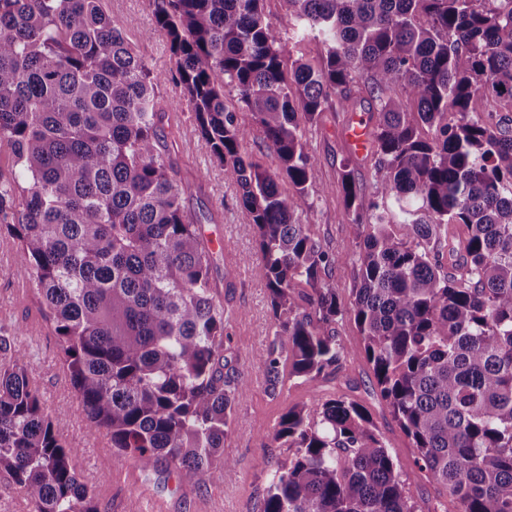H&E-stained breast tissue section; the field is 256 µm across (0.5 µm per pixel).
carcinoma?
Here are the masks:
<instances>
[{
    "instance_id": "cac0c4a2",
    "label": "carcinoma",
    "mask_w": 512,
    "mask_h": 512,
    "mask_svg": "<svg viewBox=\"0 0 512 512\" xmlns=\"http://www.w3.org/2000/svg\"><path fill=\"white\" fill-rule=\"evenodd\" d=\"M152 2L150 34L167 38L173 79L256 229L274 317L257 359L271 389L285 364L310 378L342 358L343 307L326 280L337 255L298 215L315 163L303 127L333 94L344 111L366 101L369 206L343 174L345 215L362 229L352 311L364 359L415 464L459 512H512V0H285L299 37L323 45L317 67L292 59L263 0ZM161 82L102 0H0V145L22 175L0 183V225L18 242L17 272L115 455L222 483L247 386L217 368L224 308L161 156ZM228 86L275 170L247 156ZM273 440L295 454L271 466L263 512H425L369 410L345 395L289 410ZM78 452L24 361L0 363V469L33 512H100Z\"/></svg>"
}]
</instances>
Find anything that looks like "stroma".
Masks as SVG:
<instances>
[{
    "mask_svg": "<svg viewBox=\"0 0 512 512\" xmlns=\"http://www.w3.org/2000/svg\"><path fill=\"white\" fill-rule=\"evenodd\" d=\"M103 5L120 20L127 40L152 71L163 78L161 154L176 171L183 206L212 253L213 292L224 308V355L249 384L235 404L234 422L224 438V455L233 461L234 472L223 484H182L165 469L142 477L134 464L115 457L105 434L90 430L63 372L60 342L44 316L34 285L15 268L18 244L8 232L0 231V250L6 255L0 261V336L14 339L11 349L0 351V362L23 355L62 441L80 451L75 466L101 512H129L139 498L162 500L165 512H263L270 466L294 454L293 449L272 443L281 417L290 409L309 408L341 394L370 411L413 500L430 512H458V503L415 467L416 450L380 396L350 311L356 286L353 260L361 239L358 228L344 215L341 175L351 171L357 182L371 186L373 160L354 155L342 130L353 116L363 115V107L348 113L331 106L304 130L315 164L300 218L311 225L325 249L339 256L333 282L345 311L336 321L335 334L345 355L328 374L288 379L273 391L256 355L273 339L274 318L266 282L257 269L255 228L241 204L240 189L225 178L223 167L213 159L182 88L172 79L174 59L166 38L149 33L154 24L152 0H104ZM116 469L125 473L122 482L112 480Z\"/></svg>",
    "mask_w": 512,
    "mask_h": 512,
    "instance_id": "35a3bbf8",
    "label": "stroma"
}]
</instances>
